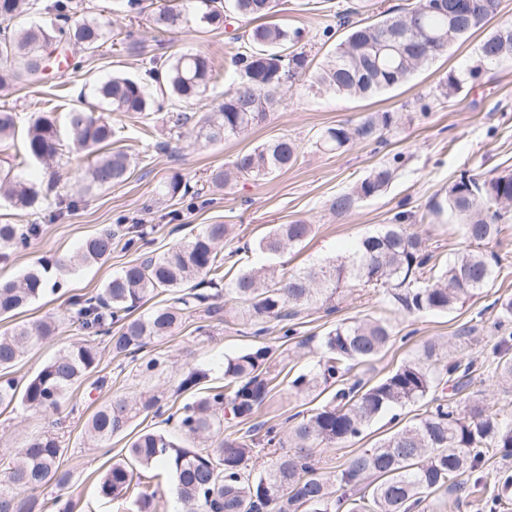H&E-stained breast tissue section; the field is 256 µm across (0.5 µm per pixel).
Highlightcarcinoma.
Wrapping results in <instances>:
<instances>
[{
	"mask_svg": "<svg viewBox=\"0 0 512 512\" xmlns=\"http://www.w3.org/2000/svg\"><path fill=\"white\" fill-rule=\"evenodd\" d=\"M38 0H0V21L11 22L36 6ZM466 7L448 19V0H418L400 13L387 12L372 23L350 21V13L339 15L344 34L320 67L311 69L303 50L304 30L267 21L275 13L277 0H232L234 14L257 20L246 31L244 50L232 57L236 77L224 94V103L204 112L195 125L196 141L205 145L239 137L265 122L284 103L285 95L302 78L310 88L340 97H367L407 82L454 44L482 30L495 18L501 0H461ZM78 5L73 0H52L43 6L51 16L48 24L4 28L0 37V92L18 84L37 82L51 57H62L69 47L96 52L112 39V22L84 17L73 23ZM224 0H178L148 16L149 25L174 33L193 22L219 29L224 26ZM397 27L410 30L403 50L383 44V34ZM511 31L512 23L494 28L477 46L476 65L464 73L451 71L436 86L439 97L457 94L482 66L512 60V45L502 47L497 33ZM123 49L141 57L144 79L113 76L90 85L93 102L67 113L66 129L70 148L84 152L91 162L84 173L85 191L119 185L132 173L128 153L106 150L116 137L112 122L104 113L148 116L164 108L169 100L198 103L206 96L219 74L201 53L173 57L148 54L140 41L125 40ZM156 84L161 97L148 94ZM398 123L393 112L370 113L354 123L328 126L316 145L325 151H340L358 141L384 140ZM16 114L0 109V141L12 139ZM62 151L57 125L42 115L29 122L24 152L17 164L0 169V196L21 211L35 210L43 192L35 182L14 173L24 164L47 162ZM298 157L295 142L271 139L240 153L226 168L210 171L206 182L227 185L241 177L263 179L288 168ZM401 152L374 166L349 193L329 202V210L348 213L361 199L382 192L403 167ZM190 194L187 185L174 179L161 189L169 200ZM512 201V173H500L483 180L469 177L456 181L432 204L436 215L446 214L461 224L467 248L451 262L437 264L426 240L410 231L413 215L397 213L379 231L360 238L346 253L291 274L275 276L276 264L286 249L304 242L313 225L302 221L276 224L254 247L268 263L240 270L227 285V273L220 258L219 244L229 228L208 224L192 238L178 242L141 262L124 266L96 295L79 298L72 321L89 340L59 350L23 388L12 379L0 381V406L19 400L34 408H56L100 365L106 343L116 357L136 359L148 342L164 340L181 327L189 310L205 306L208 313L220 307L217 289L228 288L244 305L246 321L258 326L282 322L285 306L307 308L329 303L347 288H381L388 304L407 314L448 312L462 306L493 286L499 258L480 246L496 239L512 212L500 200ZM41 233V225L0 224V247L26 248ZM141 224L104 231L85 241L80 252L68 260L73 267L98 262L112 253L115 239L126 250L146 244ZM45 291L40 269L34 268L19 280H0V317L21 310ZM175 293L172 302L135 315L156 292ZM118 325L112 331V325ZM498 333L492 354L496 377L512 384V298L499 303L495 323ZM55 332L51 320L19 324L0 336V370L13 367L34 344ZM390 321L366 318L342 320L322 337V353L313 368L297 375L291 387L311 393L320 386L336 385L331 398L310 415L301 417L289 430L294 450L274 456L269 468L253 475L249 468L256 448H281L283 441L274 426L264 438L255 439L258 427L241 436L224 439L216 446H181L160 432L145 431L133 438L123 457L115 460L102 476L103 496L123 499L136 494L137 512H152L157 490L142 481L140 469H170L180 512H413L427 508L428 496L445 489L464 486V477L479 470L486 454L493 450L512 455V412L469 391L473 362L444 355L440 345L427 340L410 358L387 376L367 385L348 382L350 370L368 362L394 340ZM272 349L262 345L246 350L224 362V384L207 388L204 395L185 406L178 424L186 437L204 442L217 435L224 415L246 421L268 394L276 388L277 375L268 361ZM162 395L146 392L139 396L115 397L102 405L87 421L86 431L98 443L124 433L142 413L160 409ZM424 412L398 426L371 448L354 455L345 467L324 473L316 468V457L331 448L362 435L378 417L410 406ZM63 448L57 437L40 433L14 449L6 483H0V512H72V504L58 506V500L40 501L32 492L50 485L69 483L61 467ZM498 484L501 491L490 502L493 510L512 503V476L505 473Z\"/></svg>",
	"mask_w": 512,
	"mask_h": 512,
	"instance_id": "carcinoma-1",
	"label": "carcinoma"
}]
</instances>
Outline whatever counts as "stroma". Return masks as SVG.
Masks as SVG:
<instances>
[{
  "label": "stroma",
  "mask_w": 512,
  "mask_h": 512,
  "mask_svg": "<svg viewBox=\"0 0 512 512\" xmlns=\"http://www.w3.org/2000/svg\"><path fill=\"white\" fill-rule=\"evenodd\" d=\"M417 0H287L275 16L277 22L303 28L304 40L313 65H320L332 50V43L319 37L326 26L335 25L336 15L357 8V17L371 21L388 9H409ZM86 13L110 19L114 32L133 31L156 53L177 55L200 52L212 61L220 78L210 87L206 102H223L232 76L231 57L236 53L238 36L248 30L245 21L213 29L190 25L174 34H160L150 28L146 17L126 16L122 0H83ZM482 33L438 56L419 70L406 84L367 98H340L320 95L307 82L290 88L285 103L272 112L267 121L247 134L216 145L203 146L194 140L191 128L173 134L166 112L142 117L116 115L115 144L131 154L136 165L123 184L91 193L82 189V173L89 163L85 154L65 150L49 165L21 168L23 177L35 182H53L55 189L41 204L37 214L29 216L0 200V224H41L40 236L23 250H0V279L17 280L31 269L46 267L44 294L19 314L0 321V335L16 325L53 317L54 336L28 350L9 371L10 376L26 380L61 348L81 341L82 333L72 324L74 298L97 293L112 274L137 256L158 253L170 245L191 237L208 224H228L232 233L224 241L223 252L242 246L244 241L264 235L273 225L303 221L312 224V235L288 248L283 271L297 270L322 262L344 252L359 236L391 223L400 211L420 218L415 232L428 238L432 250L442 259L453 260L464 246L456 224L437 218L429 207L462 173L479 178L512 171V62L485 67L461 91L450 99L433 98L432 92L448 72L469 67ZM115 74L142 78L140 61L128 55L118 44L105 43L98 51L76 52L69 65L50 64L43 79L34 85H21L0 96V108L17 115L16 134L8 144L0 143V164L22 154L25 130L36 116L63 120L66 112L79 105L88 84ZM429 112H422V105ZM370 112H394L398 126L387 133L383 143L357 142L346 151L326 152L317 147L318 134L326 127L358 120ZM279 137L295 141L296 164L263 179L241 178L221 189L211 190L206 200L193 203L171 200L157 203V192L172 177L187 185L204 183L209 170L232 162L237 154ZM402 152L408 164L397 172L387 189L361 200L344 215L330 211L329 202L348 192L371 168ZM72 197L76 206L59 221H49L58 198ZM150 226L148 242L140 252L114 248L105 260L76 268H59L58 260L77 253L87 238L115 227L118 220ZM499 257L498 277L492 288L448 313H423L408 316L390 307L381 293L368 288H353L334 304H316L292 317L297 337L280 339L279 323H270L264 335H254L242 319L243 307L231 296L220 297L224 310L212 317L200 311L187 316L179 330L162 342L150 344L146 355L167 360L164 370L144 374L122 358L103 351L99 366L101 388L83 384L58 411L28 408L16 403L0 408V456L12 452L28 437L52 430L61 440L63 468L70 475L65 488L53 486L38 490L39 499L61 497L72 502L73 512H136L133 499L112 500L99 492V479L119 458L129 434L145 430L179 436L180 431L166 416L199 397L205 388L223 384L224 361L257 345L275 348L272 360L279 370L277 387L267 396L253 417V424L287 426L291 417L306 415L321 404L314 394L296 393L290 386L293 377L308 372L320 350L321 339L336 322L371 317L389 319L400 339L372 361L358 365V378L376 382L413 355L421 343L433 338L450 348L466 349L476 360L474 389L488 400L512 410V388L498 381L492 357L495 343L491 308L497 297H512V223L506 224L497 240L486 246ZM205 374L199 386L184 392L176 387L188 369ZM146 391L164 395L162 414L141 415L134 419L129 434L114 436L107 447H100L86 435L84 425L92 413L116 396L133 397ZM389 427L380 418L365 437L325 449L320 453L324 471L336 470L358 449L371 447ZM512 473V456L492 452L481 469L480 484H466L463 490H440L427 499V512H487L486 500L498 487V474Z\"/></svg>",
  "instance_id": "35a3bbf8"
}]
</instances>
